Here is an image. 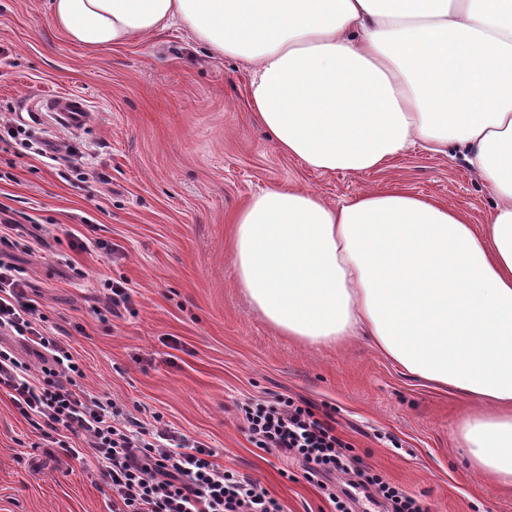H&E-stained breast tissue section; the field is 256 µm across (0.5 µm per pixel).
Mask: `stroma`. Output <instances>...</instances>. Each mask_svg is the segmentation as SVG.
I'll use <instances>...</instances> for the list:
<instances>
[{
	"instance_id": "stroma-1",
	"label": "stroma",
	"mask_w": 512,
	"mask_h": 512,
	"mask_svg": "<svg viewBox=\"0 0 512 512\" xmlns=\"http://www.w3.org/2000/svg\"><path fill=\"white\" fill-rule=\"evenodd\" d=\"M44 3L0 0V124L32 134L0 141V207L32 243L12 260L48 330L82 360L84 386L208 443L287 512L334 507L298 465L248 441L245 402L307 401L331 416L353 456L429 512H512V488L479 482L455 445L466 401L366 341L310 348L282 336L250 307L228 250V216L275 184L333 204L370 186L402 187L481 224L493 196L480 177L418 146L374 172L311 170L275 151L253 117L245 62L215 58L178 26L88 49L53 26ZM56 92L84 96L89 122L69 127L42 112ZM42 139L58 148L56 163L38 155ZM90 232L107 249H71ZM57 252L127 282L130 305L111 311L105 288L73 278ZM106 492L95 466L44 444L0 392V512H108Z\"/></svg>"
}]
</instances>
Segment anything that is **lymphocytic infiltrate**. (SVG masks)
I'll return each instance as SVG.
<instances>
[{
    "instance_id": "1",
    "label": "lymphocytic infiltrate",
    "mask_w": 512,
    "mask_h": 512,
    "mask_svg": "<svg viewBox=\"0 0 512 512\" xmlns=\"http://www.w3.org/2000/svg\"><path fill=\"white\" fill-rule=\"evenodd\" d=\"M13 221L0 225V331L17 336L33 355L20 360L0 346V392L44 440L78 461L93 457L110 491L109 512H284L257 479L220 466L208 445L177 435L154 415L145 423L107 395L84 387L70 344L41 324L29 282L2 256L20 249ZM243 429L255 448L298 461L325 489L336 512H349L352 491L376 487L386 512H425L399 486L371 473L308 403L291 398L243 409Z\"/></svg>"
}]
</instances>
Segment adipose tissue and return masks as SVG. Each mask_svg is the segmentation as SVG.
<instances>
[{"label": "adipose tissue", "instance_id": "1", "mask_svg": "<svg viewBox=\"0 0 512 512\" xmlns=\"http://www.w3.org/2000/svg\"><path fill=\"white\" fill-rule=\"evenodd\" d=\"M86 48L180 25L251 67L274 149L368 173L409 147L453 152L494 197L456 205L374 186L339 205L293 183L235 212L251 307L306 347L365 337L414 378L465 399L455 430L477 479L512 487V0H47Z\"/></svg>", "mask_w": 512, "mask_h": 512}]
</instances>
